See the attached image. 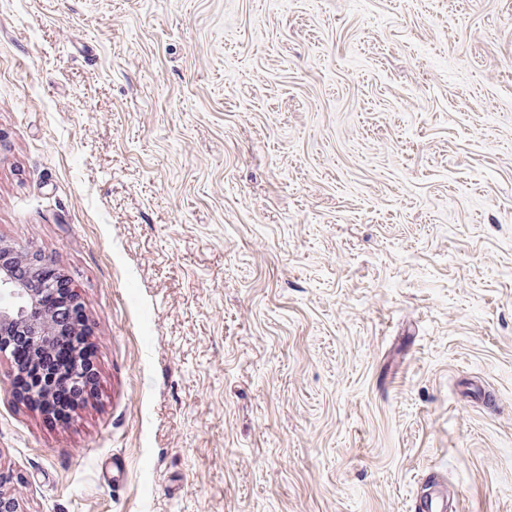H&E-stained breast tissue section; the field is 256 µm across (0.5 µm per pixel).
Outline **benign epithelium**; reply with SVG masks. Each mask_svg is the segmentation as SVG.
Returning a JSON list of instances; mask_svg holds the SVG:
<instances>
[{"label": "benign epithelium", "instance_id": "obj_1", "mask_svg": "<svg viewBox=\"0 0 512 512\" xmlns=\"http://www.w3.org/2000/svg\"><path fill=\"white\" fill-rule=\"evenodd\" d=\"M55 287V282L42 278L32 258H21L12 245L0 240V357L14 359L4 337L18 329L24 331L36 353L55 340L86 335L84 318L76 315L77 292H72L71 303L65 304L54 299ZM94 384L88 363L68 364L60 372L59 388L46 390L36 384L30 399L47 404L62 399L66 389H86ZM8 483L10 475L0 470V512H23L19 501L3 490Z\"/></svg>", "mask_w": 512, "mask_h": 512}]
</instances>
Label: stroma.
I'll list each match as a JSON object with an SVG mask.
<instances>
[{
  "label": "stroma",
  "mask_w": 512,
  "mask_h": 512,
  "mask_svg": "<svg viewBox=\"0 0 512 512\" xmlns=\"http://www.w3.org/2000/svg\"><path fill=\"white\" fill-rule=\"evenodd\" d=\"M0 239L97 371L0 358L23 512H512V0H0ZM76 351L71 345L70 347H56L49 351V353L38 359L37 362L32 361L29 366L30 369L26 377H29L30 374H38L44 380L47 381L48 378L54 377L57 372V367L60 363L69 360L72 356H76L79 359H86L89 363V357L91 355V351H85L81 349L77 354ZM83 363H76L71 366V364H67L62 368L60 372V381L59 388L55 390H46L40 389L41 384H35L33 390L30 393V399L40 403L47 404L51 403L54 400L58 401L62 399L66 394L64 393L65 389L73 388L75 390H71V395L69 401L76 402L79 400L84 393L87 391L84 389H76V388H88L95 384V379L89 370L90 365ZM71 403H61V402H53V404L47 407H44V411L51 415L56 419H64L65 417H69L68 411L70 409ZM423 512H447L448 486L438 471L430 468L422 478L417 496Z\"/></svg>",
  "instance_id": "1"
}]
</instances>
